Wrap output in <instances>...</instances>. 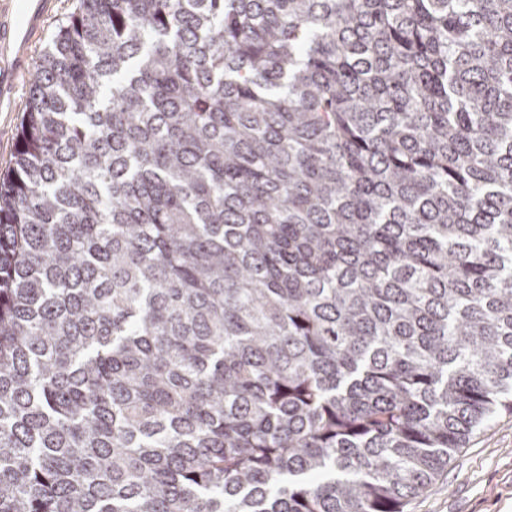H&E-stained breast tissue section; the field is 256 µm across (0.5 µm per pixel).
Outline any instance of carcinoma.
Here are the masks:
<instances>
[{"mask_svg": "<svg viewBox=\"0 0 512 512\" xmlns=\"http://www.w3.org/2000/svg\"><path fill=\"white\" fill-rule=\"evenodd\" d=\"M512 412V0H80L0 181V512H404Z\"/></svg>", "mask_w": 512, "mask_h": 512, "instance_id": "carcinoma-1", "label": "carcinoma"}]
</instances>
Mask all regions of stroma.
Segmentation results:
<instances>
[{
  "instance_id": "1",
  "label": "stroma",
  "mask_w": 512,
  "mask_h": 512,
  "mask_svg": "<svg viewBox=\"0 0 512 512\" xmlns=\"http://www.w3.org/2000/svg\"><path fill=\"white\" fill-rule=\"evenodd\" d=\"M29 87V76L19 75L0 94V176L13 165ZM406 512H512V414L478 430Z\"/></svg>"
}]
</instances>
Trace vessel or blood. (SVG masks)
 I'll return each instance as SVG.
<instances>
[{
  "instance_id": "obj_1",
  "label": "vessel or blood",
  "mask_w": 512,
  "mask_h": 512,
  "mask_svg": "<svg viewBox=\"0 0 512 512\" xmlns=\"http://www.w3.org/2000/svg\"><path fill=\"white\" fill-rule=\"evenodd\" d=\"M10 3L11 17L0 14V45L11 49L13 61L10 71L0 72V85L9 82L13 74L29 71L31 38L45 12L44 0H10Z\"/></svg>"
}]
</instances>
